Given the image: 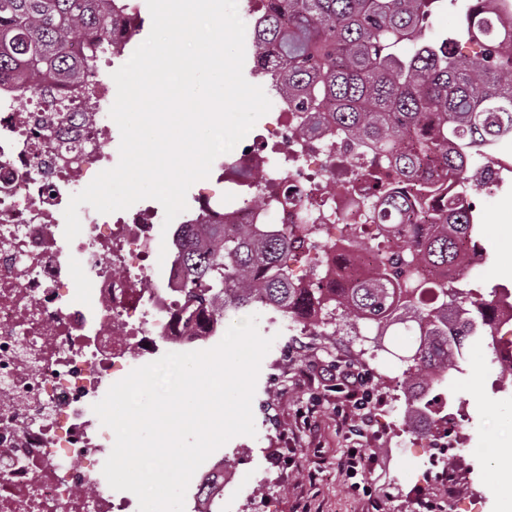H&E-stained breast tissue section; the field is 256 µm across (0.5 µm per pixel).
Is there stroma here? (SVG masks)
<instances>
[{
	"label": "stroma",
	"mask_w": 512,
	"mask_h": 512,
	"mask_svg": "<svg viewBox=\"0 0 512 512\" xmlns=\"http://www.w3.org/2000/svg\"><path fill=\"white\" fill-rule=\"evenodd\" d=\"M473 199L488 255L466 282L512 289V272L502 271L512 260V177L490 201L478 192ZM258 330L276 346L261 362L252 401L257 434L234 437L223 451L237 478L258 483L260 490L225 503L224 512H512V503L492 492L498 462L512 458V376L500 375L485 344L469 347L466 374L449 380L447 388L464 405L460 427L469 453L463 460L433 461V433L406 418L403 366L396 361L413 348L414 337L359 339L341 325L329 336H297L265 314ZM376 344L396 361L384 376L374 373L368 355ZM350 362L371 371L378 400L360 437L341 427L338 412L347 403L331 375ZM315 400L318 412L306 414ZM352 448L365 449L370 459L354 476L337 466Z\"/></svg>",
	"instance_id": "1"
}]
</instances>
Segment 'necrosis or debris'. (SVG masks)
Masks as SVG:
<instances>
[{"label":"necrosis or debris","mask_w":512,"mask_h":512,"mask_svg":"<svg viewBox=\"0 0 512 512\" xmlns=\"http://www.w3.org/2000/svg\"><path fill=\"white\" fill-rule=\"evenodd\" d=\"M98 84L87 100L48 81L28 96L0 86V512H138L110 488L93 404L131 365L170 347L204 350L212 314L184 322L174 254H161V210L84 214L64 236L75 189L105 170L112 97ZM64 98L68 109L49 110ZM268 136L243 138L224 168V200H199L192 216L218 212L227 224H273L300 241L315 226L329 269L323 287L367 275L371 256L354 251L356 188L373 151L337 134L328 113L275 105ZM264 199L254 207L253 195Z\"/></svg>","instance_id":"4bbe7bcc"}]
</instances>
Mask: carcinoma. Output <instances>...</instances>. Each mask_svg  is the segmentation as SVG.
<instances>
[{"label": "carcinoma", "mask_w": 512, "mask_h": 512, "mask_svg": "<svg viewBox=\"0 0 512 512\" xmlns=\"http://www.w3.org/2000/svg\"><path fill=\"white\" fill-rule=\"evenodd\" d=\"M253 35V68L271 76L272 86L294 112H331L336 129L393 160L366 173L368 205L362 214L370 232L354 245L373 251L375 271L324 292L312 277L289 272L287 239L259 233L253 224L224 232L208 224L199 238L185 224L172 240L186 270L181 314H204L212 298L224 311H270L285 321L344 322L353 335L365 323L405 325L417 336L413 354L403 356L409 391L462 372L466 346L492 330L503 289L484 295L431 276L414 279L417 266L458 269L466 279L473 261L462 253L456 229L477 243L475 207L442 198L445 181H482L470 162L473 146L512 144V44L508 0L465 2L467 39L480 53L467 68L448 56V42L429 39L430 0H260ZM115 0H0V82L25 96L29 78L48 71L73 72L69 47L88 43L87 65L107 52L105 34L122 24ZM414 47L412 57L398 52ZM440 175L420 182L425 162ZM411 181L420 212L435 219L429 230L402 223L405 200L394 180Z\"/></svg>", "instance_id": "cac0c4a2"}]
</instances>
